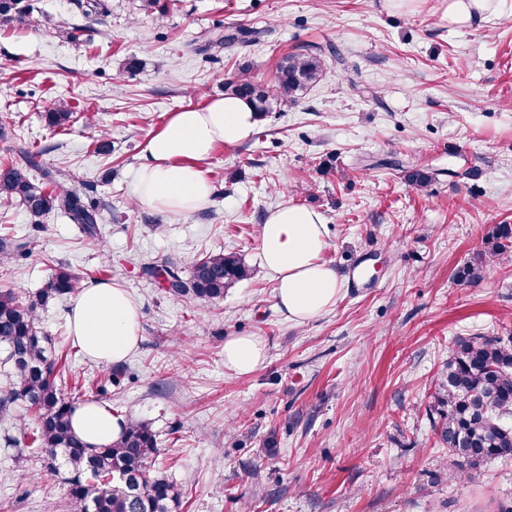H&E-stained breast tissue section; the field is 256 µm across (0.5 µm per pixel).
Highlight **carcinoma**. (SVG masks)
I'll list each match as a JSON object with an SVG mask.
<instances>
[{"mask_svg": "<svg viewBox=\"0 0 512 512\" xmlns=\"http://www.w3.org/2000/svg\"><path fill=\"white\" fill-rule=\"evenodd\" d=\"M28 0H0V24L23 26L30 18ZM242 33H214L205 46L229 48ZM324 51L306 46L281 57L274 82L261 86L246 72L224 82V93L251 100L259 113L295 101L297 93L316 83L322 73ZM38 166L36 155L25 146L0 164V207L17 202L31 223L42 224L51 211H60L90 238L98 237L103 215L92 187L66 186L53 171L41 178L30 175ZM28 243L0 239V254L25 257ZM488 257L512 261V225L497 224L488 240ZM152 276L165 274L168 283H181L169 291L193 301L224 299V292L249 277L250 270L235 254L210 253L200 259L186 280L173 268L147 269ZM83 278L60 268L46 280L34 299H24L11 289H0V346L12 380L0 392V418L13 415L17 402L30 417L19 420L21 439L43 453L44 467L56 470L63 456L69 476L65 479L67 512H179L181 489L153 469L158 441L150 425L132 416L119 438L110 445L85 444L71 428L75 398L64 395L55 383L56 355L52 339L37 327L38 311L49 300L77 294ZM438 416L434 430L453 458V476L465 477L488 460L512 456V336H472L455 343L440 372L432 395Z\"/></svg>", "mask_w": 512, "mask_h": 512, "instance_id": "obj_1", "label": "carcinoma"}]
</instances>
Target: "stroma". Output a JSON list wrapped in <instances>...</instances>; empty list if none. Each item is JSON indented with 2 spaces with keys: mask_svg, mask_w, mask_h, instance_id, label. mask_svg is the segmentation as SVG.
<instances>
[{
  "mask_svg": "<svg viewBox=\"0 0 512 512\" xmlns=\"http://www.w3.org/2000/svg\"><path fill=\"white\" fill-rule=\"evenodd\" d=\"M106 3L94 20L76 0H32L28 24L0 27V117L62 183L93 186L104 206L96 241L61 212L39 231L21 205L0 207V236L33 248L0 257V288L35 295L62 267L127 288L140 342L109 404L151 424L155 468L183 490L179 512L512 508V459L449 480L429 411L458 338L512 335V267L491 261L478 282L458 277L495 225L512 224V0H493L488 24L459 28L440 21L437 0H175L164 12ZM217 23L260 36L210 50ZM308 45L339 53L251 138L202 162L213 186L203 207L172 215L135 201L145 146L174 112L223 95L242 71L272 82L280 57ZM61 101L76 118L50 127ZM98 128L111 155L93 151ZM415 168L432 182L410 186ZM281 204L322 214L323 259L344 281L335 305L302 325L279 308L259 254ZM215 251L252 270L219 302L174 297L143 272L174 266L186 277ZM71 304L39 312L68 396L95 388L102 366L74 345ZM235 335L265 342L251 374L224 366ZM0 512H66L61 473L0 446Z\"/></svg>",
  "mask_w": 512,
  "mask_h": 512,
  "instance_id": "35a3bbf8",
  "label": "stroma"
}]
</instances>
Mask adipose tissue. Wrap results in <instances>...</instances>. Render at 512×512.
I'll return each mask as SVG.
<instances>
[{"instance_id": "ef3b65f1", "label": "adipose tissue", "mask_w": 512, "mask_h": 512, "mask_svg": "<svg viewBox=\"0 0 512 512\" xmlns=\"http://www.w3.org/2000/svg\"><path fill=\"white\" fill-rule=\"evenodd\" d=\"M442 5L443 21L455 27H479L492 16L490 0H442ZM258 124L252 103L232 96L174 113L147 142L135 188L138 202L175 215L198 210L212 193L199 161L217 145L243 142ZM328 246L322 215L304 206H279L262 226V263L276 281L279 307L295 323L325 314L342 290V277L322 259ZM69 323L79 349L96 360L121 362L139 341V310L127 290L115 282L85 286L73 301ZM265 358L261 337L224 340V365L235 373H252ZM72 427L96 447L112 443L121 432L119 418L95 403L75 409Z\"/></svg>"}]
</instances>
